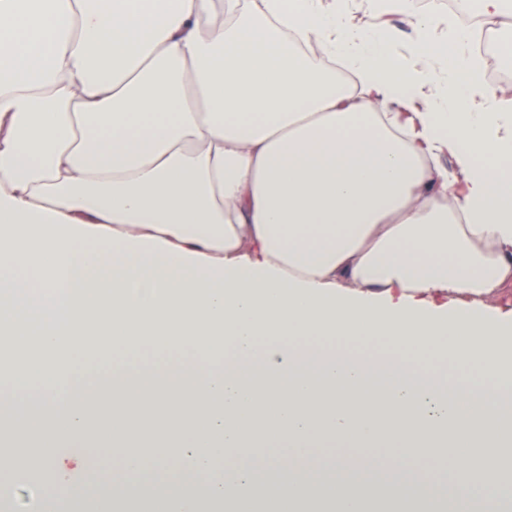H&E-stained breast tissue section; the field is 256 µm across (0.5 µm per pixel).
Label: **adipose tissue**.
I'll use <instances>...</instances> for the list:
<instances>
[{
    "instance_id": "ef3b65f1",
    "label": "adipose tissue",
    "mask_w": 512,
    "mask_h": 512,
    "mask_svg": "<svg viewBox=\"0 0 512 512\" xmlns=\"http://www.w3.org/2000/svg\"><path fill=\"white\" fill-rule=\"evenodd\" d=\"M441 26L413 0L359 20L347 0H0V340L40 345L0 374V420L40 440L42 512L57 486L98 512H372L389 458L500 479L482 448L512 445V96L456 26L432 42ZM22 271L53 307L38 333L9 301ZM151 336L219 362L178 385L133 368L88 399L84 356ZM319 339L337 346L303 349ZM365 339L394 349L389 383ZM259 436L288 441L262 501ZM319 436L361 467L297 482ZM112 447L120 481L90 460Z\"/></svg>"
}]
</instances>
